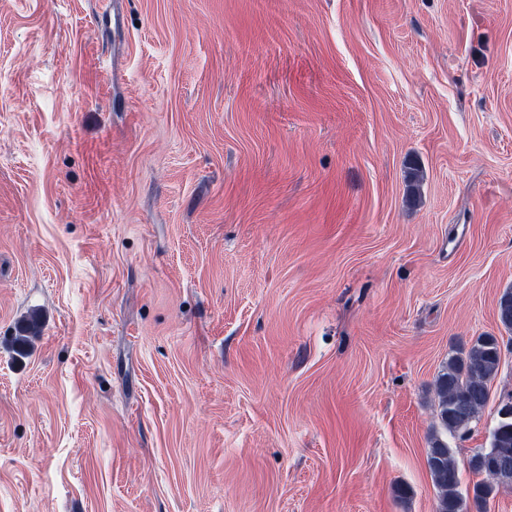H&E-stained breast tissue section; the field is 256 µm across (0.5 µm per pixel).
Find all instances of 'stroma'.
I'll return each mask as SVG.
<instances>
[{
  "label": "stroma",
  "instance_id": "obj_1",
  "mask_svg": "<svg viewBox=\"0 0 512 512\" xmlns=\"http://www.w3.org/2000/svg\"><path fill=\"white\" fill-rule=\"evenodd\" d=\"M511 286L512 0H0V512H435ZM502 358L497 336L484 334L448 357L434 383L438 427L455 436L476 421L490 398Z\"/></svg>",
  "mask_w": 512,
  "mask_h": 512
}]
</instances>
